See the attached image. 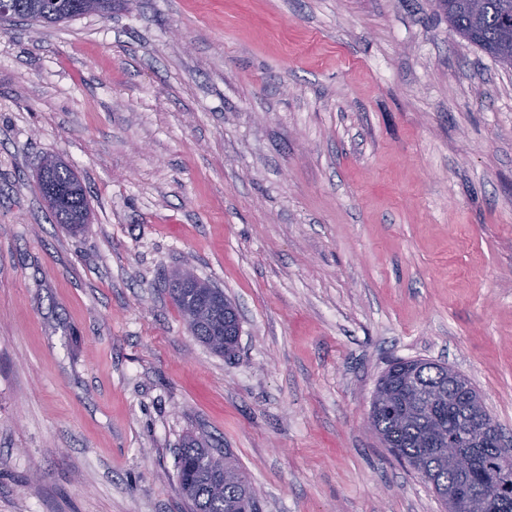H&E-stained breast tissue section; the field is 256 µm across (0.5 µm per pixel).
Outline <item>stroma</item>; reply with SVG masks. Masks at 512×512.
Returning a JSON list of instances; mask_svg holds the SVG:
<instances>
[{
	"mask_svg": "<svg viewBox=\"0 0 512 512\" xmlns=\"http://www.w3.org/2000/svg\"><path fill=\"white\" fill-rule=\"evenodd\" d=\"M66 160L80 233L36 173ZM240 316L199 342L166 283ZM464 375L512 439V69L435 0H116L0 21V512H445L368 430L380 375ZM43 164L48 184L53 192L42 194L48 203L51 216L57 224H64L72 231H78L89 217V203L86 190L74 171L60 159H47ZM43 162V163H44ZM421 363L423 364V366L420 367L417 372V377L419 381L427 384H435L436 382H438V377H440L441 371H443L444 366L421 360H407L392 363L380 377L377 386L386 387L392 391L397 390L398 386ZM228 473L230 479L224 480ZM178 481L181 492L191 502L193 512H239L244 494L254 489L234 455L190 439L178 457Z\"/></svg>",
	"mask_w": 512,
	"mask_h": 512,
	"instance_id": "obj_1",
	"label": "stroma"
}]
</instances>
